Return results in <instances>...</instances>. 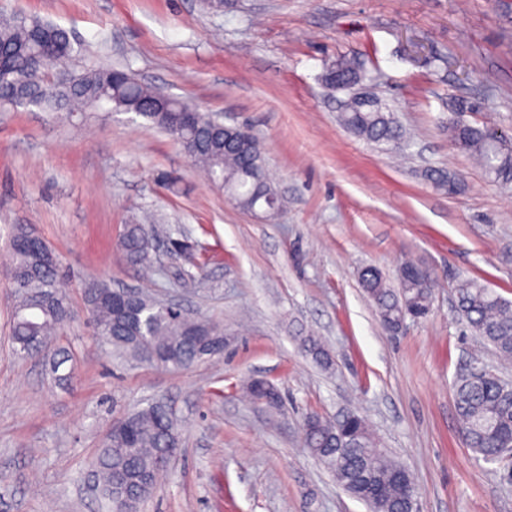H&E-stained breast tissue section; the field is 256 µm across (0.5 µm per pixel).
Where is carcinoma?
Masks as SVG:
<instances>
[{
	"label": "carcinoma",
	"instance_id": "cac0c4a2",
	"mask_svg": "<svg viewBox=\"0 0 512 512\" xmlns=\"http://www.w3.org/2000/svg\"><path fill=\"white\" fill-rule=\"evenodd\" d=\"M75 52L64 29L47 21L12 16L0 21V103L33 106L48 111L81 112L106 103L122 112H133L176 139L181 150L214 183L224 186L230 200L247 210L264 207L273 211L279 197L269 179L254 177L262 160L261 146L243 148L224 140L211 115L186 100L171 99L166 111L149 108L155 91L121 69L66 72L64 79L54 74L58 61H68ZM329 87L348 94L343 125L354 135L373 143H389L404 137L402 127L389 108L374 95H362L356 87L365 73L352 58L336 60L324 77ZM448 142L452 148L471 155L488 176L503 186L512 185V138L496 135L489 127L448 120ZM426 180L448 192L452 174L445 167L426 171ZM152 226L136 221L126 224L119 247L128 263L154 273L151 250ZM7 273L15 289L16 305L10 328L11 338L23 354L47 349L50 338L70 319L65 293L60 289L59 260L27 224L12 225ZM365 293L375 307L382 326L398 331L413 313L420 318L430 312L434 280L430 270L414 260L402 264L396 286H391L381 270L367 265L359 272ZM83 303L88 323L106 344L123 355L140 360L146 345L162 354L160 367L185 370L211 358L214 353L190 342V330L216 336L224 328L199 314L166 313L159 299L144 291L138 300L144 310L141 326L132 323L124 309L112 301V287L101 278L89 279ZM455 297L467 328L492 345L500 359L512 362V301L475 278H463ZM304 351L324 367L331 365L328 351L313 336L301 340ZM455 409L465 445L485 462L506 459L503 449L512 446V381L496 370L473 367L454 384ZM252 402L276 406L280 402L275 387L253 379L245 385ZM303 447L334 475L351 496L365 503L370 512H413L414 483L411 474L391 459L371 431L368 421L355 412L325 418L306 416ZM181 433L171 413L161 405H148L116 420L93 466L102 494L115 512H138L142 501L156 491L157 483L133 488L123 502L112 500L113 473L124 470L135 475L157 474V461L168 448H180Z\"/></svg>",
	"mask_w": 512,
	"mask_h": 512
}]
</instances>
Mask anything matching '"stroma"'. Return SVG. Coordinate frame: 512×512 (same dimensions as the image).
<instances>
[{
	"label": "stroma",
	"instance_id": "35a3bbf8",
	"mask_svg": "<svg viewBox=\"0 0 512 512\" xmlns=\"http://www.w3.org/2000/svg\"><path fill=\"white\" fill-rule=\"evenodd\" d=\"M0 13L58 24L70 69L112 66L260 140L282 205L259 218L204 180L174 139L132 113L83 117L0 105V253L32 225L58 254L72 318L47 356L10 335L14 297L0 273V512H107L91 476L114 419L151 402L181 424L182 448L142 512H368L301 445L315 410L364 416L415 483L417 512H512V482L466 447L454 405L465 367H497L455 309L477 278L512 300V189L448 144L461 121L512 135V0H0ZM357 57L366 88L405 138L375 145L339 120L324 76ZM462 180L435 191L424 169ZM162 219L151 288L224 327V353L181 371L113 357L87 325L82 282L141 287L117 247L124 224ZM436 281L430 315L390 334L359 280L405 260ZM316 336L333 364L300 345ZM261 378L269 407L242 396ZM245 394L252 402H264L277 406L280 402L279 393L275 387L265 380L252 379L244 387Z\"/></svg>",
	"mask_w": 512,
	"mask_h": 512
}]
</instances>
